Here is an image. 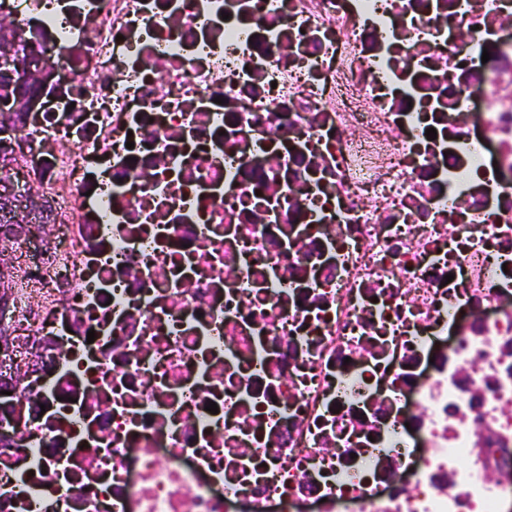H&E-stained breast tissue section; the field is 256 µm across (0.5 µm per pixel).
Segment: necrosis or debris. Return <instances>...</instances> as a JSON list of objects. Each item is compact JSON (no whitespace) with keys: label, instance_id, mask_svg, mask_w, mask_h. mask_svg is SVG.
<instances>
[{"label":"necrosis or debris","instance_id":"1","mask_svg":"<svg viewBox=\"0 0 512 512\" xmlns=\"http://www.w3.org/2000/svg\"><path fill=\"white\" fill-rule=\"evenodd\" d=\"M0 15V512H501L512 0ZM15 63L13 60V51L12 48L9 46V44H2L0 48V75L4 77V85H8L9 91L15 86L13 83H11L10 78L13 74V67ZM4 85H1L0 89V114H4L2 112V100L8 96V92L4 94ZM15 91V88L12 89L11 94L13 95ZM12 95H10V99L12 100Z\"/></svg>","mask_w":512,"mask_h":512}]
</instances>
